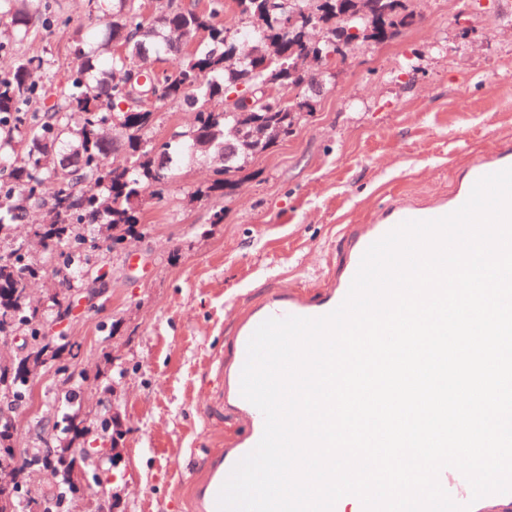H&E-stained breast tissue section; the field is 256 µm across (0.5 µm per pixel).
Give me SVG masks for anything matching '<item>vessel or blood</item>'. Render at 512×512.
Segmentation results:
<instances>
[{
    "label": "vessel or blood",
    "instance_id": "obj_1",
    "mask_svg": "<svg viewBox=\"0 0 512 512\" xmlns=\"http://www.w3.org/2000/svg\"><path fill=\"white\" fill-rule=\"evenodd\" d=\"M508 167H512L510 148L471 161L459 185L448 197L429 203H419L403 196L388 199L372 223L345 225V255L342 266L339 273L326 278L318 298H309L290 290L275 291L239 313L232 360H225L219 354L214 356L212 365L224 377V385L218 396V407L237 416L242 426L229 445L210 450L205 466L190 481V512H217V495L221 486L236 463L257 445L262 436L263 415L240 392V377L246 361L247 344L257 326L271 317H320L333 311L345 299L362 255L371 243L403 221L435 219L455 211L467 200L479 178ZM439 480L457 503H471V512H485V506L490 502L498 505L500 512H512V493L494 494L489 500L475 501L471 498L469 484L458 470L444 469Z\"/></svg>",
    "mask_w": 512,
    "mask_h": 512
}]
</instances>
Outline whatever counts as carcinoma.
<instances>
[{
    "label": "carcinoma",
    "instance_id": "1",
    "mask_svg": "<svg viewBox=\"0 0 512 512\" xmlns=\"http://www.w3.org/2000/svg\"><path fill=\"white\" fill-rule=\"evenodd\" d=\"M42 0H9L0 20V41L17 42L42 17ZM105 36L91 38L83 30L76 41L77 64L66 81L42 80L44 60L22 55L0 76V160L9 168V188L0 189V240L33 204L46 207L45 219L31 225L44 247L67 251V264H90L80 253L86 225L102 224L104 242L118 243L143 233L140 200L149 192L161 198L176 159L215 161V177L196 191L197 197L224 195L236 176L259 153L288 139L301 120L297 104L313 107L332 79L331 67L347 54L326 36L312 43L315 68L300 79H288V60L266 48L229 64L226 55L237 31L248 20H264L268 37L283 51L298 44L304 24L332 32L355 30L358 43L373 19L381 18V42L395 39L416 23L410 0H368L364 13L336 8L342 0H233L236 24L224 23V0H210L200 9L191 0H166V16L157 21L144 11L145 0H110ZM180 52L177 68L155 78L157 96L140 84L137 61L144 53ZM185 106L193 123L174 138L151 137L160 110ZM46 271L36 261L0 251V335L15 330L31 337L34 347L52 340L39 327L40 311L27 297L29 285ZM28 380L20 373L0 377V393L22 397ZM81 411L70 413L65 440L74 447L65 467L55 475L56 493L35 498L26 489V471L38 457L17 450L20 460L10 488L17 512L55 509L72 496L71 474L85 468Z\"/></svg>",
    "mask_w": 512,
    "mask_h": 512
}]
</instances>
